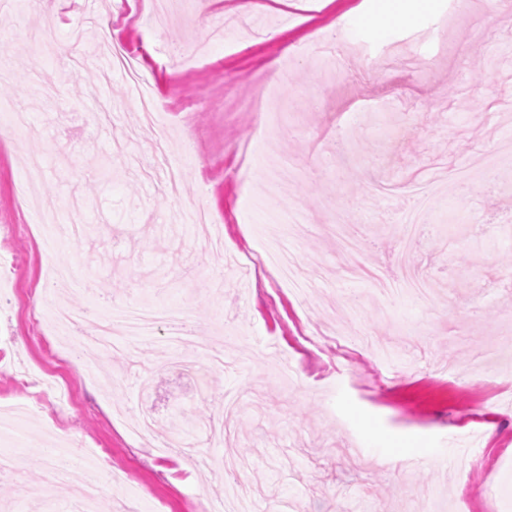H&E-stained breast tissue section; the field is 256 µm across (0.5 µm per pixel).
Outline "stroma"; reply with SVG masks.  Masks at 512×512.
Here are the masks:
<instances>
[{"mask_svg":"<svg viewBox=\"0 0 512 512\" xmlns=\"http://www.w3.org/2000/svg\"><path fill=\"white\" fill-rule=\"evenodd\" d=\"M234 0H50L40 15L0 22V103L24 110L27 130L0 137V256L18 262L0 280V405L29 400L0 454L15 477L0 479L10 512H75L67 492L38 500L43 448L73 460V475L108 462L114 487L106 512H206L237 485L256 512H448L470 489H491L472 512H512V364L475 371L476 357L512 344V192L476 193L457 179L480 156L512 158V25L481 0H436L433 10L385 36L359 25L361 0H258L251 18L273 37L211 42L193 72L169 59L232 17ZM49 19L57 45L85 56L30 58V32ZM107 22L134 51L167 105L170 156L184 164L178 195L145 179L155 134L142 126L126 74L93 40L75 42L85 19ZM321 39H312L314 31ZM355 51L366 70L328 77L336 51ZM289 80L276 85L275 68ZM276 90L280 154L298 161L274 210L254 205L266 178L255 115ZM436 201L416 267L435 284L429 299L379 297L364 269L386 267L405 236L414 192ZM61 226L44 233V202ZM208 208L207 229L178 213ZM364 235L360 270L339 259L333 210ZM297 214L307 239L275 214ZM82 242L64 231L72 215ZM297 255L310 289L275 293L265 265L275 251ZM182 310L199 343L224 351V370L200 381L176 370L155 338L120 340L119 355L75 357L76 335L50 334L59 307L125 304ZM243 397L212 432L225 393ZM151 412L149 434L129 423ZM497 424L484 435L485 422ZM179 423L209 464L161 454ZM421 447L416 464L385 457L391 444ZM472 463L453 479L439 465ZM246 460L245 475L225 468Z\"/></svg>","mask_w":512,"mask_h":512,"instance_id":"1","label":"stroma"}]
</instances>
